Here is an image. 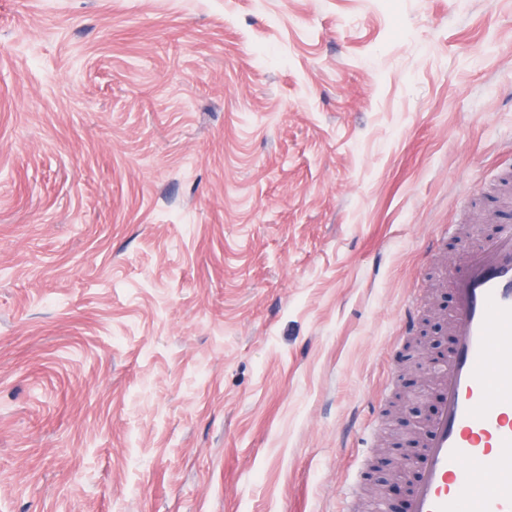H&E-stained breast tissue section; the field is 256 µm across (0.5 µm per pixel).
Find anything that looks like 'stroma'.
I'll return each instance as SVG.
<instances>
[{
  "label": "stroma",
  "instance_id": "stroma-1",
  "mask_svg": "<svg viewBox=\"0 0 512 512\" xmlns=\"http://www.w3.org/2000/svg\"><path fill=\"white\" fill-rule=\"evenodd\" d=\"M509 167L512 0H0V512L390 507Z\"/></svg>",
  "mask_w": 512,
  "mask_h": 512
}]
</instances>
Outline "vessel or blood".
<instances>
[{"label":"vessel or blood","mask_w":512,"mask_h":512,"mask_svg":"<svg viewBox=\"0 0 512 512\" xmlns=\"http://www.w3.org/2000/svg\"><path fill=\"white\" fill-rule=\"evenodd\" d=\"M452 290L453 345L408 512H512V232L471 250Z\"/></svg>","instance_id":"b4317fda"}]
</instances>
